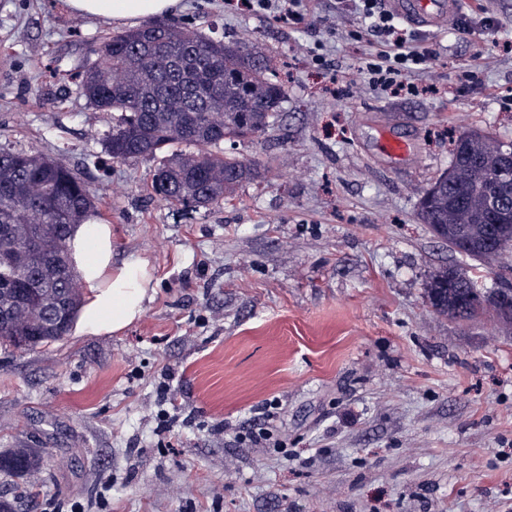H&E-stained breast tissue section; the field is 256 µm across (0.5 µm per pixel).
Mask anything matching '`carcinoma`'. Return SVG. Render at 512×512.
I'll use <instances>...</instances> for the list:
<instances>
[{
  "instance_id": "1",
  "label": "carcinoma",
  "mask_w": 512,
  "mask_h": 512,
  "mask_svg": "<svg viewBox=\"0 0 512 512\" xmlns=\"http://www.w3.org/2000/svg\"><path fill=\"white\" fill-rule=\"evenodd\" d=\"M271 72L258 45L206 36L185 23H146L109 37L75 79L87 102L119 113L107 138L109 155L123 162L159 159L153 195L196 209L220 203L254 177V164L224 154L223 145L273 123L287 90ZM511 156L512 142L479 131L460 135L448 172L420 200L422 223L473 260L511 250L512 207L500 210L493 224L490 205L497 195L512 197V180H485L512 168ZM94 215L93 194L70 169L38 152L0 149L1 341L25 349L67 333L81 296L70 231ZM27 242L32 248L19 254ZM506 293L512 294L509 284L476 288L460 265L436 270L425 288L440 314L468 321L491 311L512 330ZM39 465L33 448L0 457V468L23 481Z\"/></svg>"
}]
</instances>
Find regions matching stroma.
<instances>
[{
	"mask_svg": "<svg viewBox=\"0 0 512 512\" xmlns=\"http://www.w3.org/2000/svg\"><path fill=\"white\" fill-rule=\"evenodd\" d=\"M492 26L416 28L436 49L393 97L360 73L355 16L333 0L291 29L181 0L170 23L259 43L287 85L274 124L238 141L257 174L230 198L158 201L156 160L105 151L116 113L73 76L119 24L66 0H0V148L37 151L96 194L112 257L149 261L152 299L124 332L0 343V453L40 452L28 482L0 470L15 512H512V335L497 317L435 312L429 275L480 264L419 219L459 135L512 142V0ZM321 43L324 66L305 49ZM409 152H384V137ZM177 420L159 429L161 386Z\"/></svg>",
	"mask_w": 512,
	"mask_h": 512,
	"instance_id": "35a3bbf8",
	"label": "stroma"
}]
</instances>
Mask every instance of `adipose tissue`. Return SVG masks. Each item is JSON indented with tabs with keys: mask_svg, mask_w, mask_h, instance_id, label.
Returning a JSON list of instances; mask_svg holds the SVG:
<instances>
[{
	"mask_svg": "<svg viewBox=\"0 0 512 512\" xmlns=\"http://www.w3.org/2000/svg\"><path fill=\"white\" fill-rule=\"evenodd\" d=\"M178 3L179 0H68L76 14L121 23L171 13ZM70 247L84 293L74 324L75 335L115 334L140 319L152 283L148 261L132 258L114 263L112 227L108 224L75 225Z\"/></svg>",
	"mask_w": 512,
	"mask_h": 512,
	"instance_id": "ef3b65f1",
	"label": "adipose tissue"
}]
</instances>
